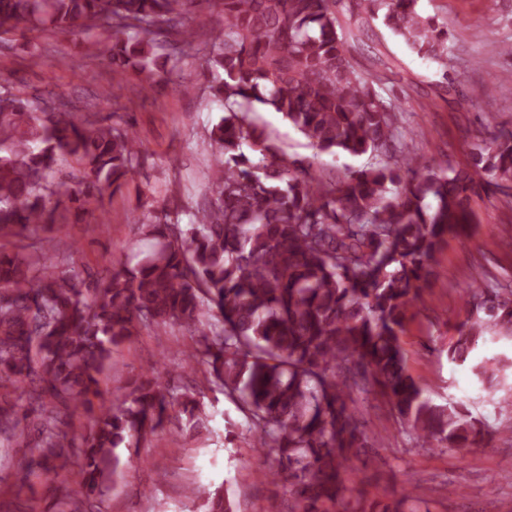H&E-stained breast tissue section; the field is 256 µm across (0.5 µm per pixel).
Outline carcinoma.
<instances>
[{"instance_id":"1","label":"carcinoma","mask_w":512,"mask_h":512,"mask_svg":"<svg viewBox=\"0 0 512 512\" xmlns=\"http://www.w3.org/2000/svg\"><path fill=\"white\" fill-rule=\"evenodd\" d=\"M218 5L224 28L202 45L190 14ZM448 72L447 25L420 0H0V34L96 33L112 70L145 74L191 94L178 65L203 54L206 87L224 116L208 130L209 195L188 212L176 193L139 205L147 248L95 276L71 254H48L57 215H84L121 191L146 147L133 126L91 121L61 99L0 91V460L30 439L38 459L15 465L22 491L34 469L50 480L78 470L69 512H91L120 466L118 448L175 429L199 435L201 396L218 390L247 418L245 439L265 450L260 469L285 480L288 512H416L419 482L383 503L352 494L344 462L386 438L369 436L350 407L380 394L396 423L425 448H484L486 424L461 402L439 404L408 373L401 343L412 309L436 277L448 236L466 237L482 184L512 205V128L476 144L470 164L416 152L385 96L389 66L355 65L377 27ZM281 114L319 153L367 155L339 176L280 152L256 124ZM70 169L72 183L59 177ZM466 317L448 361L472 363L482 382L512 392V359H476L479 341H512V289L466 288ZM179 325L183 367H205V387L134 381L119 404L93 409L114 349L141 327ZM89 418L79 438L60 409ZM206 512H235L216 491Z\"/></svg>"}]
</instances>
